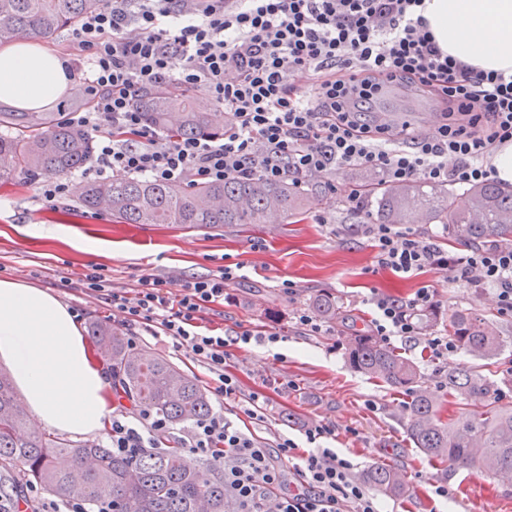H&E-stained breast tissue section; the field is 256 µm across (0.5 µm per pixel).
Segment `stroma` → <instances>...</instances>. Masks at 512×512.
Returning <instances> with one entry per match:
<instances>
[{"instance_id":"obj_1","label":"stroma","mask_w":512,"mask_h":512,"mask_svg":"<svg viewBox=\"0 0 512 512\" xmlns=\"http://www.w3.org/2000/svg\"><path fill=\"white\" fill-rule=\"evenodd\" d=\"M70 194L55 208H45L36 184L0 186V279L51 291L68 308L82 312V322L111 320V306L87 294L79 284L83 273L101 269L115 287H130L133 276L151 273L177 282L207 276L227 264L243 263L241 279L227 283L225 330L236 324L283 329L284 338L264 346L235 350L231 369L241 378L243 393L267 389L276 379L294 381V390L273 395L266 422L239 417L235 408L213 401L228 420L256 436L300 439L299 423H333L331 446L355 464L356 474L378 464L403 474L408 492L402 497L381 495L383 512H512V482L479 471H465L425 458L406 436V395L382 381L352 369L345 343L368 333L372 292L399 298L417 288L438 290L432 332L448 331L456 312H477L495 319L505 347L494 358L480 359L465 350L447 361L430 356L422 337L398 338L393 347L414 362L430 393L444 398L441 383L451 368L483 374L500 390L502 404L512 406V317L497 312L495 292H475L453 279L451 271L429 270L404 279L376 268L374 252L354 231L361 215L337 208L334 199L310 198L304 221L288 224H249L180 229L151 224H118L105 210L77 208L86 182L81 173L69 176ZM325 214L328 224L316 223ZM85 242L96 251L82 250ZM295 283V295L285 294L282 280ZM335 297L341 317L323 336L305 334L295 323L300 310L319 294ZM131 353L144 350L165 358L209 387L210 374L166 337L129 339ZM374 401L376 410L365 407ZM448 485L447 497L435 496L432 485Z\"/></svg>"}]
</instances>
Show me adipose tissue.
I'll return each instance as SVG.
<instances>
[{
  "label": "adipose tissue",
  "instance_id": "obj_1",
  "mask_svg": "<svg viewBox=\"0 0 512 512\" xmlns=\"http://www.w3.org/2000/svg\"><path fill=\"white\" fill-rule=\"evenodd\" d=\"M439 48L483 71L512 73V0H424ZM54 51L23 39L0 49V99L38 110L69 87ZM0 363L28 409L70 435L102 430L114 408L112 379L68 307L48 291L0 280Z\"/></svg>",
  "mask_w": 512,
  "mask_h": 512
}]
</instances>
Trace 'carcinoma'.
Wrapping results in <instances>:
<instances>
[{"mask_svg": "<svg viewBox=\"0 0 512 512\" xmlns=\"http://www.w3.org/2000/svg\"><path fill=\"white\" fill-rule=\"evenodd\" d=\"M104 0H0V44L22 37L52 38L78 26ZM144 121L164 133L219 137L187 90L168 84L151 87L139 100ZM93 140L67 123L59 112H16L0 107V184L24 185L40 176L65 175L83 168ZM368 217L375 224H405L415 214L426 224H440L446 241L477 247L512 244V189L492 181L461 192L450 185L411 180L386 186L368 177ZM326 188L291 180L229 179L220 184H178L137 177H115L85 185L77 204L105 209L118 224H158L199 228L215 224H267L273 218L301 222L307 201ZM327 319L338 315L328 294L313 301ZM448 333L470 354L489 358L502 350L490 318L455 313ZM101 359L112 370V389L140 409L174 428L212 412L194 378L164 359L143 351L133 355L123 334L104 321L88 325ZM348 359L359 372L383 380L410 396L407 435L423 455L446 460L459 469H479L497 477L512 474V408L499 403L498 389L479 372L453 368L444 387L469 411L462 429L441 416L440 403L420 385L408 358L370 336L349 342ZM65 454L71 464L56 465ZM368 482L391 494L405 486L390 466L367 472ZM33 483L58 500L82 499L90 505L112 503V512H228L224 473L206 462L187 459L179 448L148 450L133 459L116 457L97 444H81L36 430L13 386L11 371L0 367V489Z\"/></svg>", "mask_w": 512, "mask_h": 512, "instance_id": "obj_1", "label": "carcinoma"}]
</instances>
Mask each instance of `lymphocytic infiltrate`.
<instances>
[{
    "label": "lymphocytic infiltrate",
    "mask_w": 512,
    "mask_h": 512,
    "mask_svg": "<svg viewBox=\"0 0 512 512\" xmlns=\"http://www.w3.org/2000/svg\"><path fill=\"white\" fill-rule=\"evenodd\" d=\"M423 0H105L72 33L78 87L88 111L66 113L97 147L84 174L99 180L141 176L173 184L261 178H322L357 168L383 183L422 179L474 185L492 179L489 157L512 142V74L484 72L444 55L419 14ZM162 83L199 89L229 120L218 138L162 133L143 120L137 99ZM432 95L441 120L420 133L372 120L385 85ZM378 267L402 278L449 270L467 288H494L497 311L512 317V245L448 254L435 236L395 224H361ZM239 277L224 266L177 288L152 274L134 289L114 287L98 269L81 285L111 305L124 328H144L186 349L210 373L213 393L240 415L264 420L270 398L242 394L230 371L234 348L278 342L271 326L210 323L224 306V286ZM436 289L405 300L372 295V334L382 343L423 336L432 357L456 351L454 339L424 333L418 316L436 306ZM308 447L278 436L263 444L216 411L179 431L146 411H112L113 455L180 447L224 471L233 512H379L350 459L326 447L336 428L304 423ZM0 512H89L85 501L45 499L36 485Z\"/></svg>",
    "instance_id": "lymphocytic-infiltrate-1"
}]
</instances>
